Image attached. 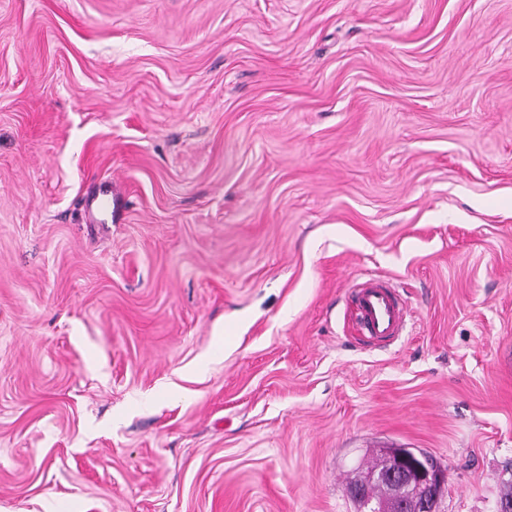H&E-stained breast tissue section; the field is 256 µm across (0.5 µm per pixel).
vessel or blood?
<instances>
[{"label":"vessel or blood","mask_w":512,"mask_h":512,"mask_svg":"<svg viewBox=\"0 0 512 512\" xmlns=\"http://www.w3.org/2000/svg\"><path fill=\"white\" fill-rule=\"evenodd\" d=\"M350 307L360 339L369 346H384L401 335L408 309L396 290L379 278L357 284Z\"/></svg>","instance_id":"vessel-or-blood-1"}]
</instances>
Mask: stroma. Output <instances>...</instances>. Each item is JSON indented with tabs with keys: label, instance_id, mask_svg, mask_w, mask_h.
Returning <instances> with one entry per match:
<instances>
[{
	"label": "stroma",
	"instance_id": "35a3bbf8",
	"mask_svg": "<svg viewBox=\"0 0 512 512\" xmlns=\"http://www.w3.org/2000/svg\"><path fill=\"white\" fill-rule=\"evenodd\" d=\"M510 353L512 0H0V512H496ZM349 305L359 337L369 346L381 347L400 336L409 314L394 287L379 278L357 284ZM387 453L373 468L372 481L396 488L407 496L403 507L409 512H436L442 495L446 473L423 455L402 448H385ZM399 450V451H396Z\"/></svg>",
	"mask_w": 512,
	"mask_h": 512
}]
</instances>
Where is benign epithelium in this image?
<instances>
[{
	"label": "benign epithelium",
	"instance_id": "obj_1",
	"mask_svg": "<svg viewBox=\"0 0 512 512\" xmlns=\"http://www.w3.org/2000/svg\"><path fill=\"white\" fill-rule=\"evenodd\" d=\"M372 481L394 487L407 497L409 512H437L446 473L421 454L399 450L384 456Z\"/></svg>",
	"mask_w": 512,
	"mask_h": 512
}]
</instances>
